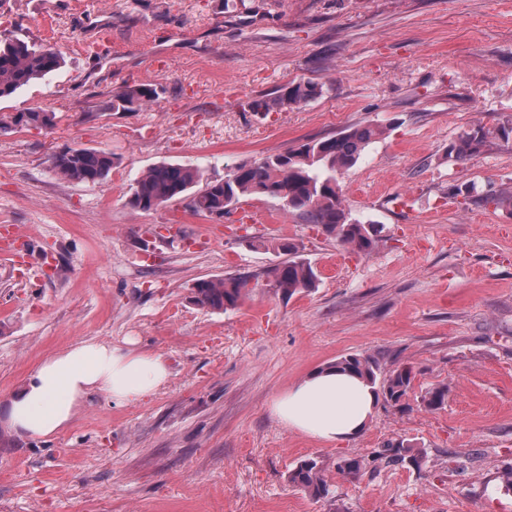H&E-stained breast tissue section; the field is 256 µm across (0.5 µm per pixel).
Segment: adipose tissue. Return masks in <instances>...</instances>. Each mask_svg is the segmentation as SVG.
<instances>
[{
    "label": "adipose tissue",
    "instance_id": "1",
    "mask_svg": "<svg viewBox=\"0 0 512 512\" xmlns=\"http://www.w3.org/2000/svg\"><path fill=\"white\" fill-rule=\"evenodd\" d=\"M169 378L162 354L109 340H81L44 359L9 400L7 420L18 434L59 435L85 399L104 396L125 406L155 393ZM377 401L372 385L356 375L325 368L278 397L272 412L289 430L328 442L358 436Z\"/></svg>",
    "mask_w": 512,
    "mask_h": 512
}]
</instances>
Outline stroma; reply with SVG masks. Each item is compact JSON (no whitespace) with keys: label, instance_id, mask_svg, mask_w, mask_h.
Returning a JSON list of instances; mask_svg holds the SVG:
<instances>
[{"label":"stroma","instance_id":"35a3bbf8","mask_svg":"<svg viewBox=\"0 0 512 512\" xmlns=\"http://www.w3.org/2000/svg\"><path fill=\"white\" fill-rule=\"evenodd\" d=\"M0 36L66 59L0 100V114L55 115L49 129L0 133V225L31 257L0 259V418L42 360L80 340L133 338L170 371L130 405L91 395L53 438L0 421V512H512V213L452 194L512 187V144L448 156L461 131L512 116V0H0ZM307 81L321 93L306 104L249 107ZM137 84L158 98L105 109ZM366 123L384 133L338 181L351 217L381 229L370 254L270 198L221 218L185 200L129 203L156 164L220 180ZM66 146L117 164L94 184L62 180L50 156ZM284 240L319 276L289 298L268 276ZM44 252L59 272L38 269ZM230 276L258 283L238 307L193 301L196 280ZM350 353L385 372L414 365L409 409L378 403L338 444L282 426L272 401ZM438 384L448 402L425 410L418 398ZM399 441L422 449L420 468L336 470ZM310 457L322 499L288 481Z\"/></svg>","mask_w":512,"mask_h":512}]
</instances>
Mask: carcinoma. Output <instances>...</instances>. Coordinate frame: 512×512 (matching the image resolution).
I'll return each mask as SVG.
<instances>
[{"mask_svg": "<svg viewBox=\"0 0 512 512\" xmlns=\"http://www.w3.org/2000/svg\"><path fill=\"white\" fill-rule=\"evenodd\" d=\"M61 53L35 48L21 39L0 40V99L58 70ZM157 89L150 85L128 86L112 94L106 108L134 111L155 101ZM318 95V86L311 82L288 85L273 103L251 102L254 112H267L270 105L292 108L307 103ZM55 115L41 109L27 108L11 115H0V132L15 127L50 128ZM382 134L373 124L355 125L343 132L310 140L284 153L265 156L253 163L241 164L221 180L202 181L201 172L192 167L162 163L145 171L132 188L129 204L149 211L180 198L190 199L194 211L217 217L246 197L277 199L283 208L305 216L312 224L336 236L353 251L368 255L373 250L379 229L363 224L345 212L337 175L353 167L366 148ZM492 140L512 142V117H504L491 127L478 124L460 133L449 147L448 157L465 161L481 152ZM52 167L68 181L96 183L104 179L115 165L112 153L91 148L65 147L53 154ZM454 195L492 204L512 213V190L489 189L478 193L467 183L458 185ZM278 249L291 255L270 270L273 286L282 294L292 296L310 290L318 281L312 263L297 256L290 242H281ZM252 278L234 276L205 278L192 287L194 301L216 311L237 307L252 290ZM333 367L357 374L372 385L377 394L392 407L406 408V399L414 387L417 372L412 366H401L378 380L381 367L370 354H349L336 360ZM448 402V385L440 384L420 395V404L429 411L443 408ZM423 453L409 443L398 442L373 452L372 461L387 465L420 468ZM363 458H345L336 463V470L347 476H358L367 468ZM289 482L307 494L321 498L328 492L324 470L314 458L301 461L288 476Z\"/></svg>", "mask_w": 512, "mask_h": 512, "instance_id": "obj_1", "label": "carcinoma"}]
</instances>
